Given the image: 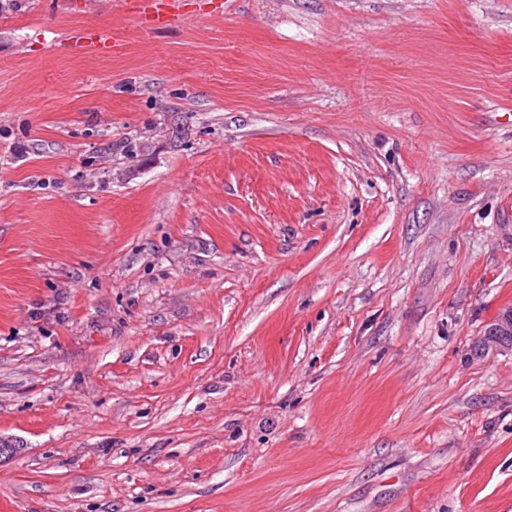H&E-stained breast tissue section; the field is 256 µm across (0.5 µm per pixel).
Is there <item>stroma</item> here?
I'll return each instance as SVG.
<instances>
[{"mask_svg":"<svg viewBox=\"0 0 512 512\" xmlns=\"http://www.w3.org/2000/svg\"><path fill=\"white\" fill-rule=\"evenodd\" d=\"M509 305L512 0H0V512H512ZM133 9L148 25L164 27L171 24L180 10V0H134ZM76 46L85 54H97L106 49L115 50L119 47V41L113 34L112 37L102 31H86L76 40ZM492 334L501 338V345L490 343L489 347L512 351V307L503 309L492 325ZM511 338V341H510Z\"/></svg>","mask_w":512,"mask_h":512,"instance_id":"stroma-1","label":"stroma"}]
</instances>
